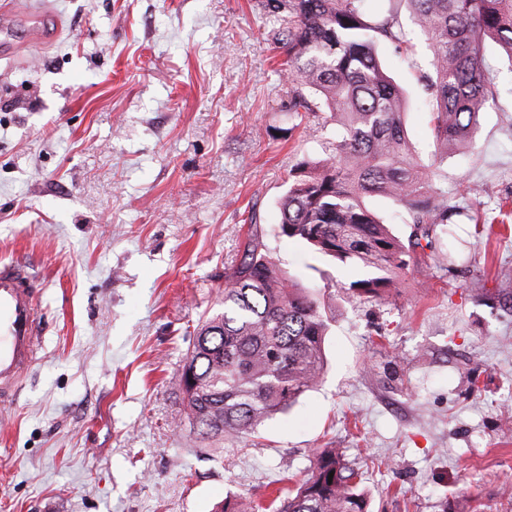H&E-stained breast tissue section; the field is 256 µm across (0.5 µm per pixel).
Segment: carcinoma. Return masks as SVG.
I'll use <instances>...</instances> for the list:
<instances>
[{
	"label": "carcinoma",
	"instance_id": "obj_1",
	"mask_svg": "<svg viewBox=\"0 0 512 512\" xmlns=\"http://www.w3.org/2000/svg\"><path fill=\"white\" fill-rule=\"evenodd\" d=\"M364 2L261 0L283 56L288 111L300 119L327 112L336 121L324 155L294 169L272 233L359 268L348 291L382 298L399 288L410 252L432 248L433 235L467 216L437 177L448 154L471 147L482 112L498 100L485 43L512 64V0H404L431 56L430 70L418 78L437 143L425 160L406 135L407 92L377 52L382 41L409 47L407 34L395 9L372 19ZM375 196L393 200L413 225L407 241L368 207ZM266 237L249 225L239 260L224 270V310L201 322L183 358L186 418L208 446L255 436L324 376L332 308L288 275ZM357 478L342 450L318 448L307 477L277 489L268 506L229 498L218 512H369Z\"/></svg>",
	"mask_w": 512,
	"mask_h": 512
}]
</instances>
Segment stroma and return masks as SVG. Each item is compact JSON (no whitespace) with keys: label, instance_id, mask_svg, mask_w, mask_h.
Masks as SVG:
<instances>
[{"label":"stroma","instance_id":"35a3bbf8","mask_svg":"<svg viewBox=\"0 0 512 512\" xmlns=\"http://www.w3.org/2000/svg\"><path fill=\"white\" fill-rule=\"evenodd\" d=\"M0 17V261L42 284L34 368L0 414V512H212L302 478L315 449L360 469L373 512H512V99L438 177L472 210L388 299L297 240L267 236L305 285L329 287L326 372L240 447L200 448L178 375L250 221L280 222L297 163L333 120L286 110L260 0H19ZM62 16L33 42L34 11ZM417 45L378 47L413 89Z\"/></svg>","mask_w":512,"mask_h":512}]
</instances>
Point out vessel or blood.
Listing matches in <instances>:
<instances>
[{"label": "vessel or blood", "instance_id": "obj_1", "mask_svg": "<svg viewBox=\"0 0 512 512\" xmlns=\"http://www.w3.org/2000/svg\"><path fill=\"white\" fill-rule=\"evenodd\" d=\"M38 280L20 262H0V408L9 406L24 370L37 359L41 307Z\"/></svg>", "mask_w": 512, "mask_h": 512}]
</instances>
